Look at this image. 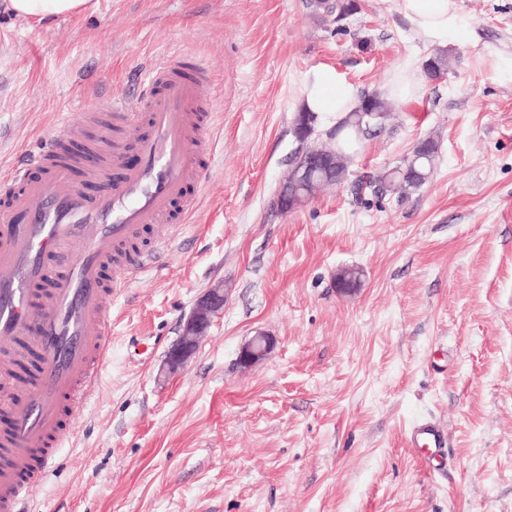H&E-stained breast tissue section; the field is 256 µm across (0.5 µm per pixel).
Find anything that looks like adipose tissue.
<instances>
[{"label": "adipose tissue", "instance_id": "obj_1", "mask_svg": "<svg viewBox=\"0 0 512 512\" xmlns=\"http://www.w3.org/2000/svg\"><path fill=\"white\" fill-rule=\"evenodd\" d=\"M92 7L91 0H0V13L38 23ZM398 8L412 31L425 43L443 48L459 42L462 21L454 0H398ZM302 104L315 115L332 112L341 119L359 106L360 96L336 71L319 67L306 78Z\"/></svg>", "mask_w": 512, "mask_h": 512}]
</instances>
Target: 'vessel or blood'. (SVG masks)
<instances>
[{
    "instance_id": "1",
    "label": "vessel or blood",
    "mask_w": 512,
    "mask_h": 512,
    "mask_svg": "<svg viewBox=\"0 0 512 512\" xmlns=\"http://www.w3.org/2000/svg\"><path fill=\"white\" fill-rule=\"evenodd\" d=\"M209 89L201 60L169 56L148 70L135 100L108 98L106 111L136 135L141 161L106 194L76 189L66 149L79 131L64 119L0 178V345L14 348L13 358H0V411L10 420L0 435V512H18L56 466L70 418L108 357L106 294L150 268L176 219L197 209L213 112ZM150 225L152 249L128 252ZM75 241L80 249L56 268L60 251ZM30 348L40 365L20 398L13 359ZM410 441L434 453L445 446L442 429L430 422L416 426Z\"/></svg>"
}]
</instances>
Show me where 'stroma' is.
<instances>
[{
  "instance_id": "stroma-1",
  "label": "stroma",
  "mask_w": 512,
  "mask_h": 512,
  "mask_svg": "<svg viewBox=\"0 0 512 512\" xmlns=\"http://www.w3.org/2000/svg\"><path fill=\"white\" fill-rule=\"evenodd\" d=\"M455 2L452 71L393 102L345 182L286 213L272 201L301 148L307 74L378 93L431 54L396 0H359L337 24L308 0H96L0 20V176L60 114L137 165L104 102L177 52L206 62L217 113L199 207L156 269L105 299L110 359L22 512H512V0ZM429 137L430 180L376 196L377 173ZM219 282L223 313L164 375ZM258 329L274 348L241 367ZM421 421L447 440L430 465L408 443ZM224 299L223 285L208 288L198 297L182 323L178 340L166 352L164 364L169 373H175L183 368L197 352L212 318L224 309Z\"/></svg>"
}]
</instances>
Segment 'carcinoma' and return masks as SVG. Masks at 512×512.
Returning a JSON list of instances; mask_svg holds the SVG:
<instances>
[{
  "label": "carcinoma",
  "instance_id": "cac0c4a2",
  "mask_svg": "<svg viewBox=\"0 0 512 512\" xmlns=\"http://www.w3.org/2000/svg\"><path fill=\"white\" fill-rule=\"evenodd\" d=\"M313 6L323 18L339 23L351 15L354 0H314ZM450 67L451 61L447 53L436 51L425 61L423 73L428 80L434 81L446 74ZM367 112L375 113L374 119L367 118ZM389 119L390 111L386 99L377 93H366L362 95L361 105L329 133L330 144H310L312 148L324 150L332 162L331 176L325 180H317L309 188L311 195H316L325 185L342 183L347 177L355 150L372 134L374 128L384 125ZM436 152L437 144L433 139L418 143L398 164L376 175L370 182L374 194H395L401 200L407 198L433 175ZM359 283L360 271L355 268H344L336 275L338 288L354 289Z\"/></svg>",
  "mask_w": 512,
  "mask_h": 512
}]
</instances>
